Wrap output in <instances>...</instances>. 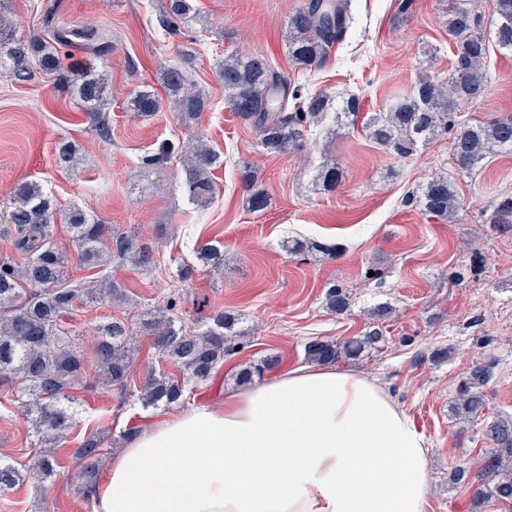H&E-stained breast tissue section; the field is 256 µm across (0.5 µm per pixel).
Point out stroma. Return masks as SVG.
Wrapping results in <instances>:
<instances>
[{"label":"stroma","instance_id":"35a3bbf8","mask_svg":"<svg viewBox=\"0 0 512 512\" xmlns=\"http://www.w3.org/2000/svg\"><path fill=\"white\" fill-rule=\"evenodd\" d=\"M160 3L0 0L17 34L40 31L51 14L62 24L97 27L112 40L105 57L75 48L67 59L70 80L88 66L106 78L107 140L91 130L55 76L38 72L21 83L0 76V208L17 183L34 181L58 208L82 209L151 249V270L128 262L105 267V275L124 288L125 301H87L63 318V327L88 349L93 329L104 321L116 316L138 322L171 297L188 322L221 310L234 314L242 348L225 356L209 380L190 385L186 404L192 407L220 404L247 383L307 366L310 341H340L382 325L384 346L338 367L376 381L425 436L431 450L427 512H472L474 487L452 482L451 472L458 465L478 470L490 443L480 424L456 421L450 406L473 362L490 355L496 368L485 388L487 413L512 416V224L490 222L500 198L512 195V153L492 154L463 174L452 165L449 133L400 158L363 131L372 113L411 93L420 79L448 75V12L456 0H411L405 11L401 0H354L356 32L312 69L292 64L286 48L288 16L302 0H193L205 23L175 33L162 27ZM184 52L194 55L189 78L210 103L198 126L184 130L166 107L150 117L127 112V99L143 84L159 86L161 73L179 64ZM251 53L265 55L291 86L326 93L338 104L358 98L356 120L312 128L301 153H266L256 129L229 107L218 77L225 56ZM485 73L484 95L460 107L462 118L512 114V54L490 49ZM190 134L221 159L214 172L218 193L203 209L187 201L178 160L151 171L140 164L161 140ZM63 138L79 147L72 171L57 165L56 145ZM327 158L341 172L332 192L314 181ZM246 166L269 197L265 211L247 208L239 181ZM440 175L457 182L459 209L451 220L425 214L418 204L426 183ZM292 239L336 245V256L288 253L285 243ZM207 243L223 246V270L179 281L177 261H194ZM333 286L350 296L346 314L325 307ZM382 307L387 314L380 318ZM134 349L126 390L74 389L77 413L59 444L55 477L25 479L0 496V512H94L82 492L76 448L96 435L106 455L115 456L128 432L175 411L140 398L148 371L172 374L175 366L159 358L148 337H137ZM270 357L277 358L276 368L243 380L244 369ZM34 419L17 394L0 392V458L22 470L36 461Z\"/></svg>","mask_w":512,"mask_h":512}]
</instances>
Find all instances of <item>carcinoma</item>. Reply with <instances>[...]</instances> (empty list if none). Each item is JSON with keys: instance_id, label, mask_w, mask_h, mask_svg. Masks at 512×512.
Masks as SVG:
<instances>
[{"instance_id": "cac0c4a2", "label": "carcinoma", "mask_w": 512, "mask_h": 512, "mask_svg": "<svg viewBox=\"0 0 512 512\" xmlns=\"http://www.w3.org/2000/svg\"><path fill=\"white\" fill-rule=\"evenodd\" d=\"M495 19L490 32L481 29L475 10L459 6L448 19V36L453 40V63L448 78L423 80L408 96L394 98L385 112H376L365 123L366 136L390 153L407 158L425 144L439 128L452 133L450 158L458 172L468 173L478 167L496 147L512 151V115L491 121H459L458 106L480 97L485 91L483 61L489 43L512 53V0H495ZM196 19L190 0H166L163 5L164 27L175 21ZM350 0H307L288 16V58L302 68L317 67L329 55L351 27ZM80 46L90 54L104 57L112 52L111 41L93 27L66 28L45 22L44 31L19 36L0 17V76L16 81L28 80L33 68L60 77L63 56L69 47ZM227 102L239 118L258 131L266 150L272 153H299L305 148L307 125L321 121L328 113L331 99L323 93L307 96L288 86V82L262 55L224 60L220 68ZM161 81L176 116L185 126L202 117L207 100L186 83L183 69L173 65L162 72ZM293 111H288L289 100ZM75 101L102 139L111 137L110 101L104 78L94 70L84 73L75 89ZM162 100L152 87L145 86L130 98V111L148 117L160 111ZM180 153L184 189L188 200L198 208L209 206L216 193L213 171L219 167L218 155L203 141L184 147L175 141H161L154 151L142 157L146 168L161 167ZM339 167L325 165L315 181L336 188ZM257 175L247 167L241 171L247 207L252 212L267 208L265 191L255 188ZM423 209L437 217L448 218L458 210V195L446 177L431 179L420 198ZM59 215L51 197L33 181L18 184L10 206L0 211V234L14 237L16 249L26 255L19 265L0 262V388L20 384L19 396L28 398L39 418L40 440L45 448L37 456L32 470L37 478L55 472V444L69 428L75 396L69 390L79 383H96L126 388L133 366V336H149L159 355L176 363L182 375L171 377L149 373L141 396L148 405H172L180 402L185 387L206 381L236 350L237 343L224 334L232 317L217 313L208 318L209 326L195 332L176 322L170 312L176 309L169 300L162 308L133 327L114 318L98 328L93 348L94 362H89L84 347L70 343L59 329V319L70 313L76 301L100 296L114 299L125 291L108 278L85 281L73 288H63L66 252L56 240ZM71 241L81 265L86 269L107 266L112 260L129 261L146 267L149 255L138 247L133 236L103 224L80 209L64 216ZM494 224L512 223V196L497 203ZM316 250L336 257V246L319 242L292 241L288 252ZM197 260L212 271L224 265V251L205 245L197 250ZM326 305L336 314L350 306L348 295L331 287ZM384 341L376 327L360 336L341 342L313 340L305 347L307 360L335 364L356 360L367 350ZM95 366L89 374V366ZM495 362L490 358L472 364L459 383L451 413L455 419L474 423L485 411L484 388L493 378ZM483 436L492 442L482 458L480 469L472 476L475 483L474 506H501L512 512V418L495 417L484 424ZM104 448L95 437L86 438L75 454L85 463L87 481H92L103 462ZM25 476L12 464L0 460V493H8Z\"/></svg>"}]
</instances>
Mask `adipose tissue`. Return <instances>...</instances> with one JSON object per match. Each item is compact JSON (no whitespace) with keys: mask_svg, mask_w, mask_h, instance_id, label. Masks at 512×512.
<instances>
[{"mask_svg":"<svg viewBox=\"0 0 512 512\" xmlns=\"http://www.w3.org/2000/svg\"><path fill=\"white\" fill-rule=\"evenodd\" d=\"M428 454L374 382L298 367L133 437L95 512H427Z\"/></svg>","mask_w":512,"mask_h":512,"instance_id":"1","label":"adipose tissue"}]
</instances>
